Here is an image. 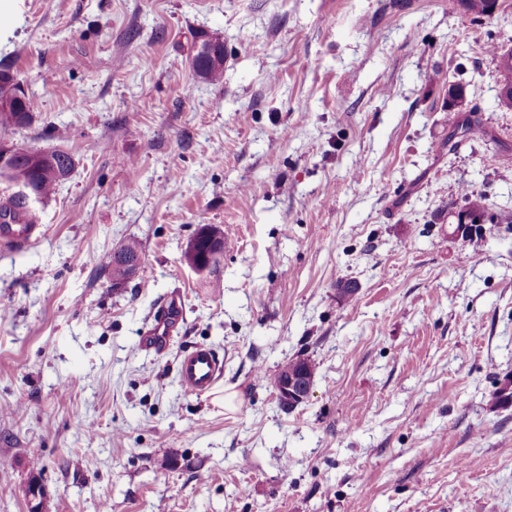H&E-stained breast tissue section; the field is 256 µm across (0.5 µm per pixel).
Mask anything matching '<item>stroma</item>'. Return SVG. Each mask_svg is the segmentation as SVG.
I'll return each mask as SVG.
<instances>
[{
    "mask_svg": "<svg viewBox=\"0 0 512 512\" xmlns=\"http://www.w3.org/2000/svg\"><path fill=\"white\" fill-rule=\"evenodd\" d=\"M228 51L195 75L196 34ZM512 0H17L0 68L33 99L0 136L74 168L0 245V512H512V223L448 232L459 192L512 215L498 55ZM461 87L477 131L456 129ZM224 232L200 275L198 227ZM142 268L102 264L127 240ZM357 285L340 301L336 285ZM169 343L142 336L170 302ZM213 347L211 393L182 353ZM317 366L308 399L269 381ZM204 39H214L218 43H220L224 50V44L220 41L219 38L208 36L206 34H201L194 36V42L189 49L188 53V61L189 64L194 71V73L209 82H218L223 78L224 74V56H223V62L220 63V65H211L207 60H204L200 55H193V50L195 47V44L198 40H204ZM200 242L208 247L206 253H199ZM224 251V234L220 228L208 225L199 228L197 233L187 242L183 259L196 273L204 274L208 271L212 260L221 258ZM223 361L216 350L198 345L187 350L179 361V379L183 390L190 395L210 392L217 384ZM302 359L306 364L309 371L313 372L314 376L307 373L306 370L297 373L285 379L283 382L276 385L288 373L296 372L298 370V360ZM316 364L308 358H295L290 359L284 363L278 372L274 375L272 384L274 387L279 403L288 408H295L305 402L310 393L313 385V380L316 373Z\"/></svg>",
    "mask_w": 512,
    "mask_h": 512,
    "instance_id": "stroma-1",
    "label": "stroma"
}]
</instances>
